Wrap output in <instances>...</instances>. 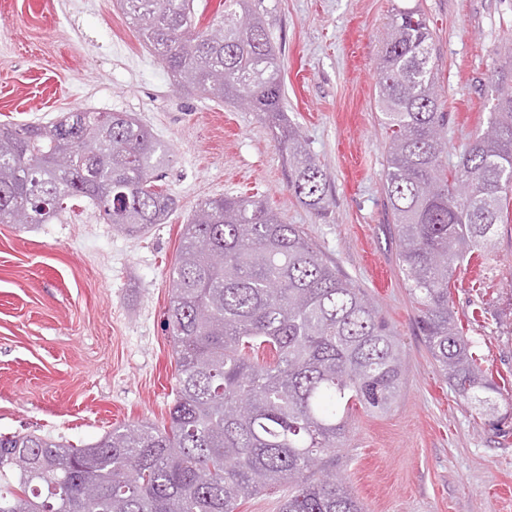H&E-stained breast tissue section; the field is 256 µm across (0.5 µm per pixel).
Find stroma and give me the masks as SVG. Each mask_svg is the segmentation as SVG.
Returning <instances> with one entry per match:
<instances>
[{"mask_svg":"<svg viewBox=\"0 0 512 512\" xmlns=\"http://www.w3.org/2000/svg\"><path fill=\"white\" fill-rule=\"evenodd\" d=\"M253 2L281 49L286 115L331 183L321 217L289 192L286 155L260 113L178 88L116 0H0V123L132 113L167 148L158 176L176 200L167 223L139 236L81 207L59 224H0V433L81 447L125 424L169 425L175 364L163 322L182 226L207 198L258 194L304 225L403 344L396 403L354 412L336 450L364 512H512V435L461 400L418 333L386 215L389 133L375 104L391 15L420 8L456 163L487 126L495 73L512 70V0ZM450 303L499 405H512V207L458 268Z\"/></svg>","mask_w":512,"mask_h":512,"instance_id":"1","label":"stroma"}]
</instances>
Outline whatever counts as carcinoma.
<instances>
[{
	"mask_svg": "<svg viewBox=\"0 0 512 512\" xmlns=\"http://www.w3.org/2000/svg\"><path fill=\"white\" fill-rule=\"evenodd\" d=\"M194 2L120 6L178 86L264 113L288 189L324 213L327 174L284 119L281 53L260 13L251 0H224L216 41L195 31ZM432 50L420 10L391 17L376 82L390 131L386 204L428 352L459 396L500 422L499 388L476 364L449 295L457 268L491 244L512 191V78L495 81L486 131L450 167ZM83 117L91 156L59 121L0 124V224L21 209L28 224H54L73 202L130 236L167 221L175 202L153 176L165 147L127 112ZM170 286L169 427L129 425L83 448L1 433L0 512H236L283 483L281 512H361L324 455L336 453L354 408L388 411L405 375L402 343L363 289L303 227L260 198L228 194L183 226Z\"/></svg>",
	"mask_w": 512,
	"mask_h": 512,
	"instance_id": "obj_1",
	"label": "carcinoma"
}]
</instances>
